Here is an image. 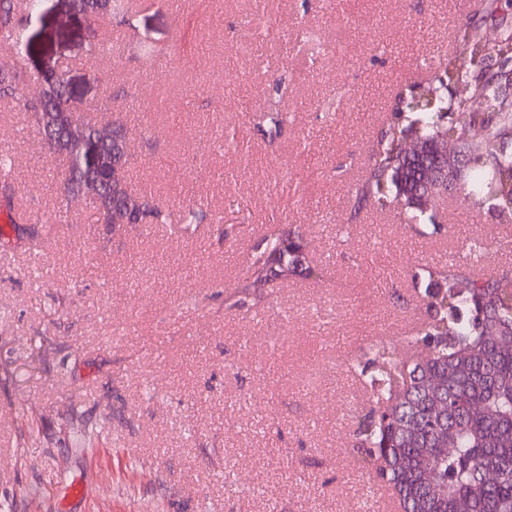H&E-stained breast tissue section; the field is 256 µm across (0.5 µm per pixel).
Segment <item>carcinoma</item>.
Returning a JSON list of instances; mask_svg holds the SVG:
<instances>
[{"label": "carcinoma", "instance_id": "cac0c4a2", "mask_svg": "<svg viewBox=\"0 0 512 512\" xmlns=\"http://www.w3.org/2000/svg\"><path fill=\"white\" fill-rule=\"evenodd\" d=\"M0 0V47L19 41L20 26L43 17L42 0ZM89 27L103 16L119 18L128 30L148 0H73ZM482 23H466L454 36V48L438 63L433 79L416 82L425 97L404 102L397 122L370 159L362 199L380 207L391 197L406 203V220L416 227L433 221L426 208L434 184L425 173L427 156L406 154L411 139L457 141L458 184L465 196L492 203L499 217L512 223V0H481ZM498 29L495 44L484 40L483 25ZM29 80L12 61L0 63V99L16 96ZM39 91L24 103V114L41 134L44 150L66 159L54 176L62 204L54 223H69L66 197L88 181L100 184L98 198L87 202L95 223L112 222V211L135 214L139 224H167L192 237L206 217L204 202L159 206L146 193L129 187L131 158L122 115L108 113L103 125L112 136L100 140L98 123L78 113L62 70L34 79ZM498 101L491 113L481 102ZM480 125L484 137L469 138ZM14 153L0 148V212L16 230L26 225L29 245L38 243L37 221L16 207ZM318 278L322 270L307 261L305 246L291 231L275 229L264 238L239 279L238 296L290 275ZM414 278L426 284L430 319L410 341L448 355L446 360L403 364L399 351L382 342L361 350L360 375L373 395V406L355 431L358 462L376 472L395 491L402 512H512V271L492 278L474 277L452 266H423Z\"/></svg>", "mask_w": 512, "mask_h": 512}]
</instances>
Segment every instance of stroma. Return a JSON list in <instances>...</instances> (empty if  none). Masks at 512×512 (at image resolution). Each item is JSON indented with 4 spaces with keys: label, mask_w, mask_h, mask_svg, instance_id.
Masks as SVG:
<instances>
[{
    "label": "stroma",
    "mask_w": 512,
    "mask_h": 512,
    "mask_svg": "<svg viewBox=\"0 0 512 512\" xmlns=\"http://www.w3.org/2000/svg\"><path fill=\"white\" fill-rule=\"evenodd\" d=\"M480 0H154L136 46L91 61L89 29L64 0H44V45L0 50L29 76L65 67L85 111L123 113L132 183L166 205L201 200L241 225L217 245L167 227L94 223L75 209L39 252L67 272L53 293L28 275L25 240L0 250V512H398L352 459L370 408L349 367L361 347L403 344L428 317L424 265L512 269V224L462 191L433 207L438 232L403 223L399 202L356 197L370 156L420 72L448 50ZM327 35L322 60L296 38ZM107 84L89 83L91 66ZM19 99L0 102V144L17 151L24 206L51 220L49 174ZM263 112L285 115L276 130ZM296 229L320 279L275 281L227 308L270 225ZM44 337L38 356L30 340ZM109 422H102V415ZM105 423L79 447L70 428Z\"/></svg>",
    "instance_id": "stroma-1"
}]
</instances>
